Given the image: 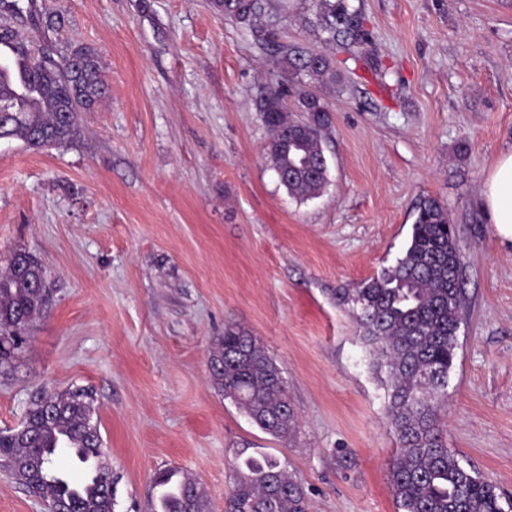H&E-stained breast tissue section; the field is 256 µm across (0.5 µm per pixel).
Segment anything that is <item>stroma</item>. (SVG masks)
<instances>
[{"mask_svg": "<svg viewBox=\"0 0 512 512\" xmlns=\"http://www.w3.org/2000/svg\"><path fill=\"white\" fill-rule=\"evenodd\" d=\"M346 2L369 38L355 74L320 92L329 182L301 201L265 154L280 56L214 0H36L61 18L50 43L99 53L108 91L71 142L0 140V267L23 249L48 274L42 317L0 366V432L37 397L91 390L114 512H154L170 468L224 512L240 451L276 458L309 512H398L385 389L341 296L394 264L428 197L456 228L466 293L442 429L512 506V248L479 203L512 150V0ZM277 26L324 47L313 0ZM229 324L281 369L292 438L215 388Z\"/></svg>", "mask_w": 512, "mask_h": 512, "instance_id": "stroma-1", "label": "stroma"}]
</instances>
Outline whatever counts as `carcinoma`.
<instances>
[{
    "label": "carcinoma",
    "instance_id": "obj_1",
    "mask_svg": "<svg viewBox=\"0 0 512 512\" xmlns=\"http://www.w3.org/2000/svg\"><path fill=\"white\" fill-rule=\"evenodd\" d=\"M215 6L249 30L255 44L275 48L281 70L300 85L299 121L288 115L281 86H271L265 97L266 152L290 194L301 199L319 195L327 183L328 167L320 159L329 114L317 88L341 80L335 61L320 51L278 42L274 22L284 0H215ZM316 7L323 42L358 61L356 48L366 44L358 11L344 0H316ZM26 12L34 14V0H0V18ZM3 26L0 96L16 109L7 137L31 149L73 140L80 113L91 111L106 93L98 53L47 44L46 59L33 49L41 24L29 34L8 22ZM295 155L309 159L308 173L288 174ZM32 260L29 253L15 251L0 272V364L19 349L45 309L46 271ZM460 271L454 225L443 206L428 198L419 205L410 240L396 263L344 296L356 307L363 344L376 354V370L384 375L387 416L400 444L389 467L398 512H503L494 488L460 463L440 427L464 304ZM209 360L223 367L211 373L216 388L263 432L278 439L293 433L296 415L287 382L253 336L236 325L225 326ZM27 414L29 431L0 433V469L47 503H68L69 512H114V499L101 486L100 472L108 460L93 421L92 395L83 389L48 395ZM64 446L75 458L98 459L95 472L78 484L54 465ZM153 485L160 512H204V489L195 479L167 469L156 473ZM225 512H309V502L301 483L276 459L247 457L233 465Z\"/></svg>",
    "mask_w": 512,
    "mask_h": 512
}]
</instances>
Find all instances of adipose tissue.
<instances>
[{
  "instance_id": "obj_1",
  "label": "adipose tissue",
  "mask_w": 512,
  "mask_h": 512,
  "mask_svg": "<svg viewBox=\"0 0 512 512\" xmlns=\"http://www.w3.org/2000/svg\"><path fill=\"white\" fill-rule=\"evenodd\" d=\"M480 205L501 242L512 245V151L502 153L488 170Z\"/></svg>"
}]
</instances>
